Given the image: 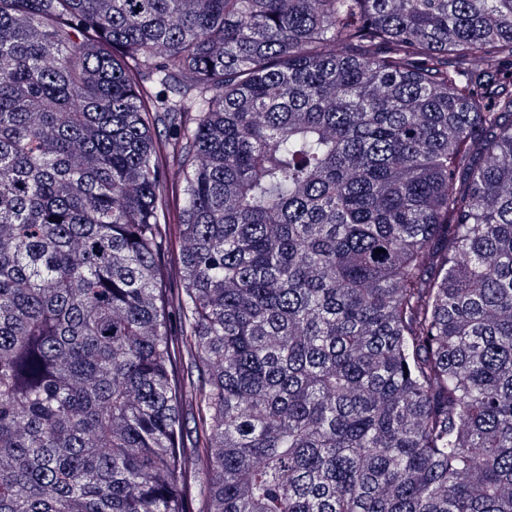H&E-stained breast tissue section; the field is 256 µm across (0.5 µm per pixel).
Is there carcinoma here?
Instances as JSON below:
<instances>
[{
	"mask_svg": "<svg viewBox=\"0 0 512 512\" xmlns=\"http://www.w3.org/2000/svg\"><path fill=\"white\" fill-rule=\"evenodd\" d=\"M194 490L512 512V0H0V512Z\"/></svg>",
	"mask_w": 512,
	"mask_h": 512,
	"instance_id": "carcinoma-1",
	"label": "carcinoma"
}]
</instances>
